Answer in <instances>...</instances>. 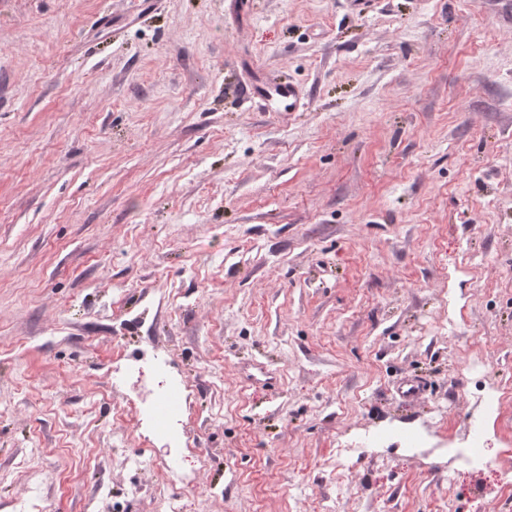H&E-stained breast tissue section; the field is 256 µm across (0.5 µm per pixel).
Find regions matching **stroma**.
Segmentation results:
<instances>
[{"label":"stroma","mask_w":512,"mask_h":512,"mask_svg":"<svg viewBox=\"0 0 512 512\" xmlns=\"http://www.w3.org/2000/svg\"><path fill=\"white\" fill-rule=\"evenodd\" d=\"M0 512H512V0H0ZM247 98H269L283 104L285 108H294L301 98L302 91L294 83L289 81H278L271 84L252 85L243 91ZM425 382L418 376H405L401 378L396 390L401 399L406 402H415L421 399L425 392Z\"/></svg>","instance_id":"obj_1"}]
</instances>
